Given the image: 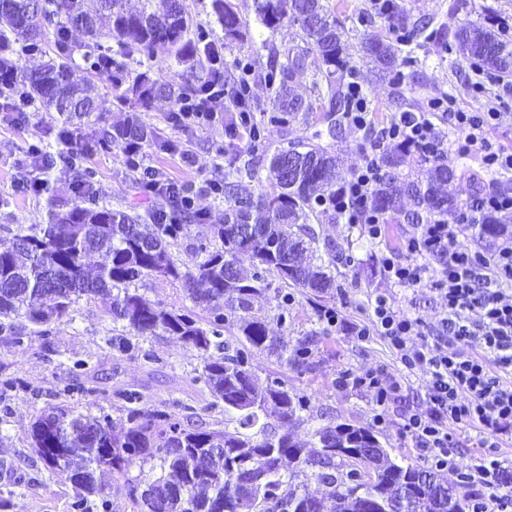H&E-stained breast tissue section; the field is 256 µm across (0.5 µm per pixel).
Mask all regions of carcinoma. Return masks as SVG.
I'll list each match as a JSON object with an SVG mask.
<instances>
[{
  "label": "carcinoma",
  "instance_id": "cac0c4a2",
  "mask_svg": "<svg viewBox=\"0 0 512 512\" xmlns=\"http://www.w3.org/2000/svg\"><path fill=\"white\" fill-rule=\"evenodd\" d=\"M169 2L142 0V7L133 10L125 0H0V110L13 111L11 98L18 91L38 111L59 115L56 144L65 149L75 193L65 207L48 196L46 222L29 229L18 226L12 245L0 249V335L23 345L24 334L15 323L22 317L47 338L50 325L71 316L81 297L107 296L106 313L131 332L112 337V348L148 359L142 340L159 331L193 347L202 358L193 381L211 396L212 405H223L224 423L236 429L209 430L179 410L147 413L140 391L117 387L112 398L125 412L124 423L115 424L103 410L92 416L74 406L45 409L29 429L34 454L52 477L71 486L68 512H109L98 476L124 475L149 459L159 460L161 473L130 486L133 512H389L395 499L405 501V512H466L456 487L437 481L423 465L391 461L370 428L335 422L315 426L310 437L318 451L312 454L290 432L272 427L274 421L290 427L309 422L303 416L308 399L289 390L280 375L257 385L251 359L266 352L296 371L311 370V341L288 348L269 335L264 320L246 312L251 299L265 291L263 271L317 298L334 288L326 266H305L301 256L320 243L329 259H336L333 245L320 241L314 227L340 219L333 203L339 183L336 155L300 141L270 157L271 192L240 197L227 184L224 223L208 225L214 244L204 249L194 274L182 270L168 252L170 241L184 229L174 215L162 209L130 214L96 203L92 173L82 168V159L110 151L114 143L122 144L128 156L146 147L168 148L141 113L158 100L177 104L195 92L180 72L166 79L139 70L142 58L153 57L160 48L171 65L206 73L222 48L243 42L249 31L250 21L240 16L233 0H211L224 37L207 41L183 6L173 11ZM326 2L256 0L255 16L271 30L285 22L298 26L306 44L285 55L279 110L289 115L321 112L334 135L348 111L354 71L344 56L347 31ZM74 31L85 40L73 41ZM453 38L460 56L489 70H512V42L497 31L469 22ZM18 45L37 59L23 71L11 60ZM361 50L381 79L398 65L399 49L376 35L363 36ZM307 65L314 77V98L309 100L288 87L294 71ZM80 67L83 77L77 79ZM100 83L127 108L123 122L110 124L104 117L98 106ZM85 124L100 125L92 144L81 140ZM406 157L403 152L382 153L386 172L369 197L370 208L387 215L390 224L452 216L460 207V194L483 186L475 174L447 159L426 160L416 172L404 174ZM453 183L458 194L440 191ZM402 195L414 209L401 220L391 211ZM472 228L488 243L512 233L511 224L490 219ZM93 253L104 261L91 275L86 259ZM245 262L256 269L250 279L241 271ZM152 276L188 285L194 307L213 316L205 319L146 301L138 283ZM226 299L245 315L225 318L218 308ZM227 324L237 331L233 345L224 338ZM21 387L19 379L0 375L3 408ZM286 461L292 468L284 469ZM356 468L367 470L362 483L353 480ZM312 481L325 487V495L300 491Z\"/></svg>",
  "mask_w": 512,
  "mask_h": 512
}]
</instances>
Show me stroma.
<instances>
[{
  "label": "stroma",
  "mask_w": 512,
  "mask_h": 512,
  "mask_svg": "<svg viewBox=\"0 0 512 512\" xmlns=\"http://www.w3.org/2000/svg\"><path fill=\"white\" fill-rule=\"evenodd\" d=\"M328 3L353 34L346 46V58L355 70L356 81L368 95L376 126H383L392 113L417 111L426 100L446 93L453 95L465 111H487L494 95L473 92L477 76L470 62L456 53L453 33L465 23L483 22L482 8L486 5L495 8L497 19L512 25V0H467V9L455 14L449 13L448 0H394L400 13L414 21L426 20L427 25L422 31L409 32L407 43L401 46L395 74L383 81L375 78L370 64L362 58L358 38L376 34L394 42L398 30L391 28L388 18L375 13L371 0ZM235 4L252 26L245 44L225 49L224 75L235 80L239 65L251 64L254 135L232 134L224 118L211 124L176 127L169 121L174 106L166 100L155 102L152 110L143 115L172 144L168 151L146 149L145 164L152 166L162 179L188 185L194 211L207 217L203 224L186 222L180 238L169 247L174 259L189 267L194 266L201 244L207 241L208 225L224 221V198L209 189V181L233 182L241 196L255 197L268 188L265 168H258L252 177L240 175L230 168L231 157H239L243 162L252 158L262 163L273 153L306 138L341 158L340 176L345 179L361 164L369 146L360 133L346 126L337 135H329L327 121L318 114L290 116L278 112L274 95L281 65L286 51L299 45V29L294 25L275 31L266 29L253 22L254 0H235ZM56 127V115L52 112H28L25 120L17 124L12 123L9 114L0 112V248L9 246L11 228L43 221L44 198L16 189L15 181L28 167V145L54 144ZM187 154L192 156V163L184 162ZM84 164L93 172L92 182L100 203L140 214L160 206V199L147 191L127 168L123 146L116 144L111 151L96 152ZM318 231L335 246L336 264L332 272L338 285L336 294L324 297L322 303L337 309L346 325L337 330L326 327L307 292L269 278L268 291L251 300V315L262 318L270 335L287 346L313 337L312 359L317 368L310 373L286 372L275 357L259 353L252 359L253 371L262 382L275 373L285 372L289 388L310 397L313 416L372 428L394 462H423V454L405 438L402 430L405 411L425 405L419 378L405 380L399 397L383 410L375 405L370 390L338 381L345 372H400L382 340H358L350 329L351 324L367 320V300L374 293L390 292L396 305L420 317L428 326H435L439 320V305L432 288L393 286L380 263L384 251L400 247L409 227L387 225L379 242L368 240L358 225L341 221L319 225ZM106 308V299L85 297L80 299L73 317L52 324L50 338L32 333L26 335L20 347L0 340V373L20 378L25 384L23 391L13 394L7 411L0 412V512H68L70 486L54 482L29 446L28 428L40 410L75 405L82 412L95 415L104 409L114 422L120 423L125 415L113 401L112 389L125 386L142 393L145 409L189 406L205 427L223 429V408L211 406L210 396L193 381L202 365L199 352L176 337L160 333L143 343L152 352V359L119 355L112 348L113 324ZM75 357L90 360L92 372L72 373L70 365ZM67 386L77 388V395L70 399L60 396V389ZM379 414L384 417L380 423L375 420ZM451 431L457 443V465L439 470L437 476L447 484L457 485L478 456L479 448L475 430L455 425Z\"/></svg>",
  "instance_id": "35a3bbf8"
}]
</instances>
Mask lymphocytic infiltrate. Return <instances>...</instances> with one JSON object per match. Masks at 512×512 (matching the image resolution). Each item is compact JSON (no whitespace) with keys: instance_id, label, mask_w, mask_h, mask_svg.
<instances>
[{"instance_id":"lymphocytic-infiltrate-1","label":"lymphocytic infiltrate","mask_w":512,"mask_h":512,"mask_svg":"<svg viewBox=\"0 0 512 512\" xmlns=\"http://www.w3.org/2000/svg\"><path fill=\"white\" fill-rule=\"evenodd\" d=\"M251 73V68H243L231 93L223 77L214 75L194 98L179 105L175 120L196 124L214 120L229 96L235 105L231 132H254V115L248 106ZM490 86L499 87L500 93L487 111H463L446 94L432 99L428 110L393 113L379 128L361 85L353 84L345 119L355 130L374 132L375 138L370 154L337 189V212L347 223L362 225L370 240L384 237L388 219L372 210L368 199L384 175L379 151L387 144L429 159L473 154L484 172L511 173L512 150L492 142L488 132L512 124V73L485 74L473 89L481 94ZM486 217L511 224L512 191L475 193L457 219L416 225L400 250L381 257L393 284L435 290L441 317L431 341L422 339V319L406 313L386 293L371 297L366 322L354 327L358 339L381 338L404 375L424 376L425 406L409 410L403 429L432 467L454 464L451 425L464 423L481 435L483 452L468 478L484 486L501 484L504 477L498 454L488 448L490 439L512 435V386L501 380L502 373L512 372V236L499 239L483 253L460 242L466 225Z\"/></svg>"}]
</instances>
